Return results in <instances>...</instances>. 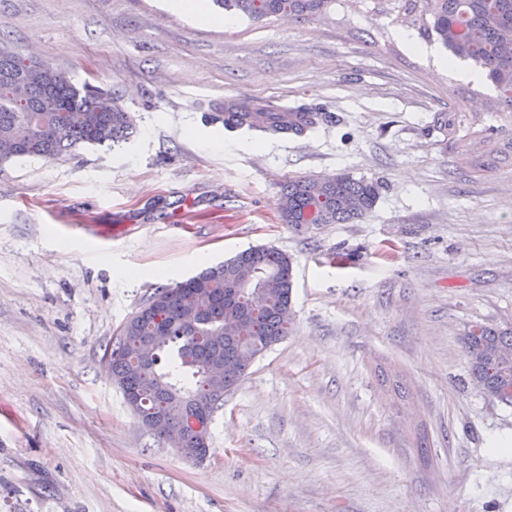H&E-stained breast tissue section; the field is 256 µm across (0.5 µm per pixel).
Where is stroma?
<instances>
[{
	"mask_svg": "<svg viewBox=\"0 0 512 512\" xmlns=\"http://www.w3.org/2000/svg\"><path fill=\"white\" fill-rule=\"evenodd\" d=\"M200 2L0 0L1 44L135 123L0 165V512H512V407L462 343L512 324V107L409 50L385 0L229 26ZM255 100L320 119L225 132ZM341 170L381 183L367 218L281 223L283 183ZM256 246L292 261L293 329L197 462L141 426L103 349L156 286Z\"/></svg>",
	"mask_w": 512,
	"mask_h": 512,
	"instance_id": "obj_1",
	"label": "stroma"
}]
</instances>
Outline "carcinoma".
<instances>
[{
  "mask_svg": "<svg viewBox=\"0 0 512 512\" xmlns=\"http://www.w3.org/2000/svg\"><path fill=\"white\" fill-rule=\"evenodd\" d=\"M334 0H212L224 13L261 23L288 15L310 19ZM392 11L415 17L420 34L439 43L452 60L484 71L500 97L512 106V0H388ZM270 134L282 117L259 101L226 104ZM134 119L116 93L73 84L68 75L45 63L34 70L27 60L0 47V164L19 158L76 156L88 146L128 140ZM378 183L348 172L290 179L282 188L281 221L296 231L316 224H352L365 218L379 198ZM265 292L264 304L246 310L242 290ZM193 293L192 305L182 293ZM292 262L283 253L253 247L206 268L175 285L158 286L120 327L104 355L122 392L141 398V410L184 426L183 447H198L195 417L212 423L224 393L246 375L239 353L261 355L292 329ZM247 314L246 327L235 328ZM155 341V358H141L142 345ZM470 380L484 394L512 406V360L498 358L512 349V327L477 326L463 337Z\"/></svg>",
  "mask_w": 512,
  "mask_h": 512,
  "instance_id": "obj_1",
  "label": "carcinoma"
}]
</instances>
